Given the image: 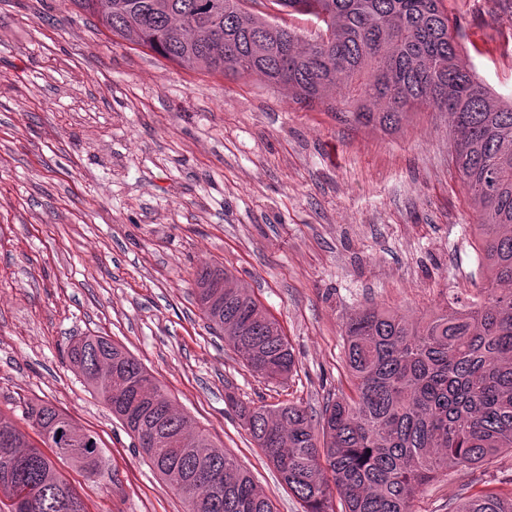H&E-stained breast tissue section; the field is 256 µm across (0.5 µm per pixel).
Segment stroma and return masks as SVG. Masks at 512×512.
I'll use <instances>...</instances> for the list:
<instances>
[{"label": "stroma", "instance_id": "obj_1", "mask_svg": "<svg viewBox=\"0 0 512 512\" xmlns=\"http://www.w3.org/2000/svg\"><path fill=\"white\" fill-rule=\"evenodd\" d=\"M460 55L512 98V0H444ZM448 117L386 134L250 78L193 71L114 37L71 0H0V414L45 401L101 440V476L61 470L88 512H185L62 357L106 336L174 409L233 453L276 512L300 503L224 401L348 392L342 330L374 304L416 318L474 291L476 213L449 162ZM224 266L281 325L296 373L252 374L194 296ZM512 478V456L451 467L413 512Z\"/></svg>", "mask_w": 512, "mask_h": 512}]
</instances>
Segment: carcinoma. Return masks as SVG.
<instances>
[{
	"mask_svg": "<svg viewBox=\"0 0 512 512\" xmlns=\"http://www.w3.org/2000/svg\"><path fill=\"white\" fill-rule=\"evenodd\" d=\"M218 0H71L112 35L184 68L258 76L286 87L292 100L348 105L350 119L394 132L424 109L451 123V161L477 215L476 273L481 287L456 296L419 321L368 305L343 327L351 393L329 401L319 419L295 403L238 410L250 436L303 512H412L420 489L449 466H482L512 454V102L458 63L459 44L443 0H272L287 15H308L317 32L302 36ZM208 328L229 338L245 366L268 380L296 371L280 324L224 267L194 279ZM85 377L131 437L154 433L159 448L137 446L184 499L186 512H274L237 458L189 429L163 386L105 336L67 345ZM25 420L55 456L87 476L96 459L52 440L70 418L48 403L25 405ZM28 456L27 478L41 484L35 512H87L56 463L0 414V436ZM224 472L217 488L199 479ZM451 512H512V489L448 496Z\"/></svg>",
	"mask_w": 512,
	"mask_h": 512,
	"instance_id": "carcinoma-1",
	"label": "carcinoma"
}]
</instances>
